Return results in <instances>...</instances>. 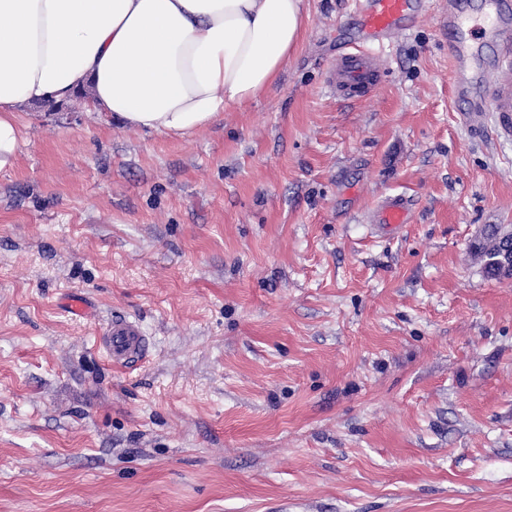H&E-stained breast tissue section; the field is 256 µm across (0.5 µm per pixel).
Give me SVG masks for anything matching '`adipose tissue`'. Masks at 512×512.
Masks as SVG:
<instances>
[{
  "label": "adipose tissue",
  "instance_id": "obj_1",
  "mask_svg": "<svg viewBox=\"0 0 512 512\" xmlns=\"http://www.w3.org/2000/svg\"><path fill=\"white\" fill-rule=\"evenodd\" d=\"M308 22L304 0H0V172L19 112L79 92L124 126L193 135L262 95Z\"/></svg>",
  "mask_w": 512,
  "mask_h": 512
}]
</instances>
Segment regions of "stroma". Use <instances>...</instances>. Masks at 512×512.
I'll use <instances>...</instances> for the list:
<instances>
[{"instance_id": "stroma-1", "label": "stroma", "mask_w": 512, "mask_h": 512, "mask_svg": "<svg viewBox=\"0 0 512 512\" xmlns=\"http://www.w3.org/2000/svg\"><path fill=\"white\" fill-rule=\"evenodd\" d=\"M356 2L305 0L277 82L187 138L81 101L20 113L0 512H512V280L471 252L512 225V141L461 120L448 0L371 50L377 91L338 99ZM115 315L143 362L97 347ZM410 215V201L404 194H394L385 197L377 207L379 224L387 228H396L407 224ZM100 346L112 363L136 365L148 355L150 343L139 320L126 316H112L101 336Z\"/></svg>"}]
</instances>
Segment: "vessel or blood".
<instances>
[{
    "label": "vessel or blood",
    "instance_id": "vessel-or-blood-1",
    "mask_svg": "<svg viewBox=\"0 0 512 512\" xmlns=\"http://www.w3.org/2000/svg\"><path fill=\"white\" fill-rule=\"evenodd\" d=\"M426 0H361L360 43L353 51L337 57L330 70L328 86L342 99L349 100L373 91L378 76L367 54L368 47L382 45L391 34H411L415 6ZM485 29L491 34L488 78L471 70L468 51L469 28L461 0H448L442 26L452 34L448 53L453 62L454 91L469 105V125L482 123L485 113L496 116L500 132L512 137V0H487ZM410 201L407 196L385 197L377 207V219L389 228L408 223ZM100 346L113 363L135 365L148 355L150 343L138 320L116 316L108 323Z\"/></svg>",
    "mask_w": 512,
    "mask_h": 512
}]
</instances>
